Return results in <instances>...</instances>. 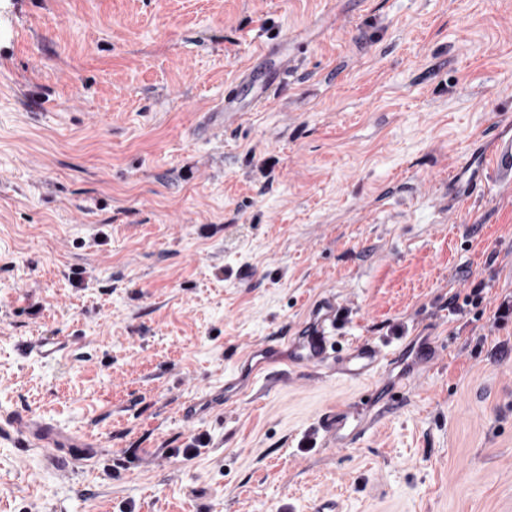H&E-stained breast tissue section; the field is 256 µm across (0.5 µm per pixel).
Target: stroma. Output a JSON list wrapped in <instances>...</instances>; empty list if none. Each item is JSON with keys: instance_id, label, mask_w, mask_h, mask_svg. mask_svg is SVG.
Listing matches in <instances>:
<instances>
[{"instance_id": "35a3bbf8", "label": "stroma", "mask_w": 512, "mask_h": 512, "mask_svg": "<svg viewBox=\"0 0 512 512\" xmlns=\"http://www.w3.org/2000/svg\"><path fill=\"white\" fill-rule=\"evenodd\" d=\"M303 25L282 93L197 137ZM498 131L512 0H0V512H512V188L448 196ZM325 295L383 377L291 369L182 421ZM27 354L35 353L41 357L53 359L56 354L66 348L63 342L53 336H35L22 345ZM324 427L327 430L329 437L336 447H343L350 442V434H345L344 431L351 429L349 418L345 409H336L331 415L324 419Z\"/></svg>"}]
</instances>
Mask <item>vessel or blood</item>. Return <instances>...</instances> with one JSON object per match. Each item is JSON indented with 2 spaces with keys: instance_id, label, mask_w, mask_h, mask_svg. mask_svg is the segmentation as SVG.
<instances>
[{
  "instance_id": "1",
  "label": "vessel or blood",
  "mask_w": 512,
  "mask_h": 512,
  "mask_svg": "<svg viewBox=\"0 0 512 512\" xmlns=\"http://www.w3.org/2000/svg\"><path fill=\"white\" fill-rule=\"evenodd\" d=\"M300 30L276 45L262 47L252 61L241 67L227 82L222 99L208 112L203 132L209 136L221 134L225 128L241 124L247 113L265 106L273 90L283 83L295 65L296 54L302 46ZM490 161H482L478 152H471L464 164L448 183L453 197L471 196L486 177L488 167L512 183V136L500 135L493 141ZM342 324V308L335 298L327 297L316 304L313 315L288 341L285 356L292 368H327L346 380L364 381L380 376L385 370L379 346L370 341H358L341 346L338 336ZM65 345L52 336H36L26 341L23 350L44 358H55ZM324 427L336 447L346 445L350 437L349 418L345 410L336 409L325 418Z\"/></svg>"
}]
</instances>
